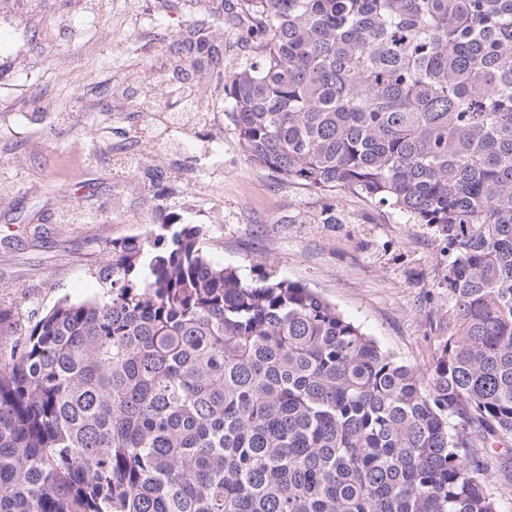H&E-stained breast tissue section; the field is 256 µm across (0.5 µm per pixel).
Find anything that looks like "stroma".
<instances>
[{"instance_id":"obj_1","label":"stroma","mask_w":512,"mask_h":512,"mask_svg":"<svg viewBox=\"0 0 512 512\" xmlns=\"http://www.w3.org/2000/svg\"><path fill=\"white\" fill-rule=\"evenodd\" d=\"M234 0H0V344L60 298L100 297L106 242L199 224L215 260L261 266L335 304L427 372L448 334L447 259L434 229L350 191L324 193L250 164L203 72L187 119L162 120L172 43ZM121 153L136 170L114 166ZM487 489L512 512V440L483 450Z\"/></svg>"}]
</instances>
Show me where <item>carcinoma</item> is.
I'll use <instances>...</instances> for the list:
<instances>
[{
    "label": "carcinoma",
    "mask_w": 512,
    "mask_h": 512,
    "mask_svg": "<svg viewBox=\"0 0 512 512\" xmlns=\"http://www.w3.org/2000/svg\"><path fill=\"white\" fill-rule=\"evenodd\" d=\"M238 6L247 161L433 227L448 338L424 376L198 224L114 240L106 296L0 347V512H500L477 449L512 438V0Z\"/></svg>",
    "instance_id": "carcinoma-1"
}]
</instances>
